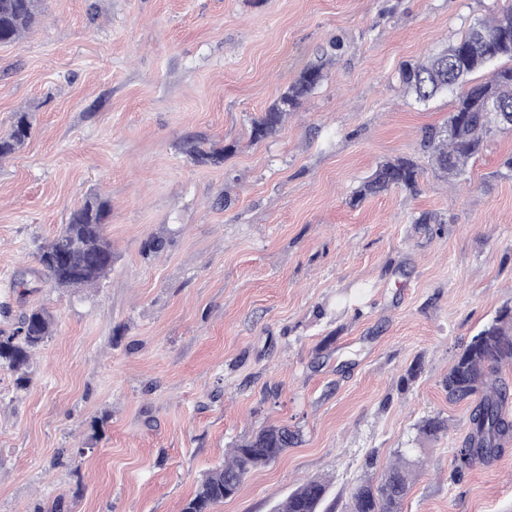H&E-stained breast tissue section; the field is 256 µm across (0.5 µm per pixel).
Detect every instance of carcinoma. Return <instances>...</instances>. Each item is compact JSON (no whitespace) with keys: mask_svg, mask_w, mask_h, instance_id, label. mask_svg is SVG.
<instances>
[{"mask_svg":"<svg viewBox=\"0 0 512 512\" xmlns=\"http://www.w3.org/2000/svg\"><path fill=\"white\" fill-rule=\"evenodd\" d=\"M41 0H0V45L19 40L40 22ZM512 61V6L471 25L458 40L441 52L404 65L401 78L417 100L425 102L444 91L460 89L448 122L426 133L424 151L435 175L452 184L465 176L468 164L483 149L486 139L512 131V66L494 70L486 82L470 76L493 63ZM333 55L325 54L309 64L260 119L253 121L250 137L260 142L271 135L290 112L325 80ZM29 113H13L9 129L0 133V161L13 157L31 138ZM185 152L197 165H220L233 146L203 147L185 143ZM421 168L408 157H395L377 166L353 192L349 204L391 189L416 192ZM112 215L111 201L92 195L69 215L58 233L36 249L35 259L46 282L55 288H86L96 284L112 268V242L106 224ZM53 316L44 307L27 310L10 333L0 332V367L19 373L17 385L27 386L24 369L32 352L51 335ZM512 362V307L500 309L492 322L455 354L445 388L451 400L475 399L468 417V430L461 447L454 450L458 473L476 464L499 459L512 443V409L500 376L502 363ZM446 420L430 417L418 425V433L435 437L447 430ZM298 439L286 426L261 428L233 449L229 460L212 469L182 512H212L214 506L236 496L252 470L265 467ZM413 465L404 457L383 470L377 481L358 485L342 512H402L412 486ZM326 482L304 481L275 512H336V503L324 505Z\"/></svg>","mask_w":512,"mask_h":512,"instance_id":"1","label":"carcinoma"}]
</instances>
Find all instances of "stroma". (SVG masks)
I'll return each mask as SVG.
<instances>
[{"mask_svg": "<svg viewBox=\"0 0 512 512\" xmlns=\"http://www.w3.org/2000/svg\"><path fill=\"white\" fill-rule=\"evenodd\" d=\"M43 2L0 46V132L19 109L33 124L0 162V331L34 306L54 317L26 388L0 368V512H181L269 425L297 444L214 512H274L313 477L341 505L400 450L418 463L405 512H512V448L455 474L471 403L444 388L457 349L512 307V132L447 184L422 140L455 95L419 102L401 79L512 0ZM336 38L327 80L253 142ZM189 137L234 151L197 165ZM396 156L422 169L418 192L350 206ZM94 192L112 203V269L49 287L36 247ZM153 235L169 246L144 255ZM436 415L447 433L420 436Z\"/></svg>", "mask_w": 512, "mask_h": 512, "instance_id": "stroma-1", "label": "stroma"}]
</instances>
